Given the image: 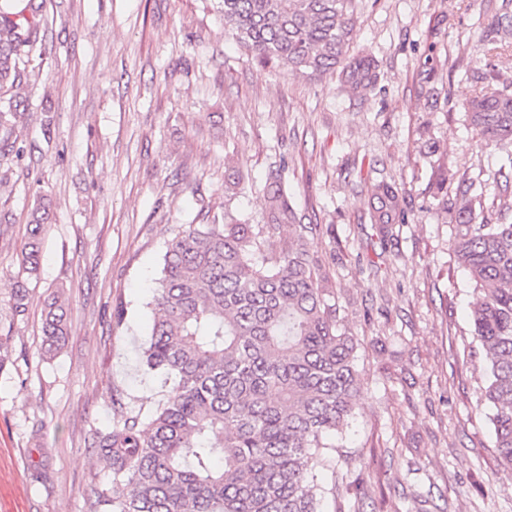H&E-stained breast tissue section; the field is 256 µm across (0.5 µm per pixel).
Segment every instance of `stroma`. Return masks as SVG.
Here are the masks:
<instances>
[{
    "mask_svg": "<svg viewBox=\"0 0 512 512\" xmlns=\"http://www.w3.org/2000/svg\"><path fill=\"white\" fill-rule=\"evenodd\" d=\"M351 50L379 87L264 66L224 31L218 0H44V36L16 113L20 154H0V512H94L110 487L96 457L115 404L158 402L142 364L149 302L183 224L266 221L288 182L338 319L358 341L362 389L322 512H512L480 403L474 285L458 267L442 194L469 190L512 222V145L488 147L466 115L498 77L512 93V0H355ZM396 183L408 221L381 242L368 202ZM42 200L37 275L22 269ZM26 289L25 311L15 309ZM69 335L43 355V314ZM124 306L123 321L114 320Z\"/></svg>",
    "mask_w": 512,
    "mask_h": 512,
    "instance_id": "1",
    "label": "stroma"
}]
</instances>
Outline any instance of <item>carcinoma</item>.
Segmentation results:
<instances>
[{"instance_id": "carcinoma-1", "label": "carcinoma", "mask_w": 512, "mask_h": 512, "mask_svg": "<svg viewBox=\"0 0 512 512\" xmlns=\"http://www.w3.org/2000/svg\"><path fill=\"white\" fill-rule=\"evenodd\" d=\"M224 31L259 63L314 75L338 73L356 91L381 76L373 58L348 54L352 0H218ZM41 4L0 0V148L12 146L25 58L38 42ZM486 144H512V94L486 89L468 104ZM266 233L292 226L277 179L267 190ZM455 224L454 255L478 292L473 335L485 361L481 398L492 411L500 463L512 470V223L478 221L473 198L442 199ZM379 232L408 220L398 190L381 182L370 201ZM45 216L32 213L22 267L40 264ZM296 236L259 240L251 224H182L168 242L154 289L143 363L169 387L148 412L120 407L98 437L112 486L95 512H319L322 464L356 409V341L340 327L335 288L319 256ZM47 350L65 342L64 311L48 305Z\"/></svg>"}]
</instances>
